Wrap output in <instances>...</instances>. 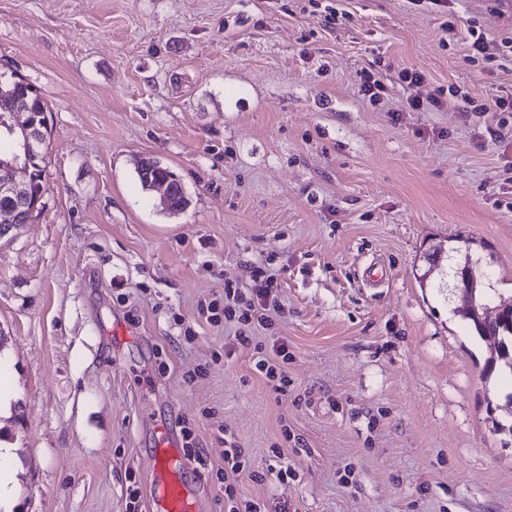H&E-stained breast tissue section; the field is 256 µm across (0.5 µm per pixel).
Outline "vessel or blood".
Listing matches in <instances>:
<instances>
[{
    "label": "vessel or blood",
    "instance_id": "1",
    "mask_svg": "<svg viewBox=\"0 0 512 512\" xmlns=\"http://www.w3.org/2000/svg\"><path fill=\"white\" fill-rule=\"evenodd\" d=\"M185 466L171 449L159 448L152 454V512H199V500L183 477Z\"/></svg>",
    "mask_w": 512,
    "mask_h": 512
}]
</instances>
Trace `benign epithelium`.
<instances>
[{
	"mask_svg": "<svg viewBox=\"0 0 512 512\" xmlns=\"http://www.w3.org/2000/svg\"><path fill=\"white\" fill-rule=\"evenodd\" d=\"M47 120H38L31 112H16L11 109L0 111V137L6 139L10 147L0 153V236L3 237L22 225L30 223L36 213L41 195L27 192L35 153L44 141ZM154 187L163 189V204H171L173 193L180 188L178 179L171 175L155 180ZM464 288L463 304L467 311L488 320H496L512 311V305L477 303L474 289L479 287L469 275L462 273Z\"/></svg>",
	"mask_w": 512,
	"mask_h": 512,
	"instance_id": "benign-epithelium-1",
	"label": "benign epithelium"
}]
</instances>
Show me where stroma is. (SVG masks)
<instances>
[{
  "label": "stroma",
  "mask_w": 512,
  "mask_h": 512,
  "mask_svg": "<svg viewBox=\"0 0 512 512\" xmlns=\"http://www.w3.org/2000/svg\"><path fill=\"white\" fill-rule=\"evenodd\" d=\"M446 21L495 47L512 0H0V73L50 109L46 207L0 240L19 512L148 505L164 436L201 512H512V378L484 375L450 274L470 250L512 302V133L407 105L512 94V63L468 65ZM365 70L387 75L379 104ZM144 156L184 211L142 189ZM254 265L277 282L264 322L200 316L225 285L251 298ZM279 344L281 399L254 368ZM228 436L292 475L227 498ZM139 165H140V162L138 161L137 167H136L137 174H138L140 184H141L142 188L145 190H146L147 184L149 183V180H155L159 177H164L169 170V168L164 165H162V167H161V163L156 164V160H154L153 158H145L142 160V165H144V167H146V168L161 167V168L155 170L153 172L151 178H149L148 175L146 174L145 175L146 180H144V178L140 175ZM180 186H181V184L178 182V179L174 175L168 176L166 178L157 179V180H155V182L153 184V188L156 187V188L163 189V204L166 207L171 204V199H172L173 193L175 191H178ZM188 204H189V202H188L187 197L182 196L179 201L171 204V207L174 211H181V210H184L188 206Z\"/></svg>",
  "instance_id": "stroma-1"
}]
</instances>
